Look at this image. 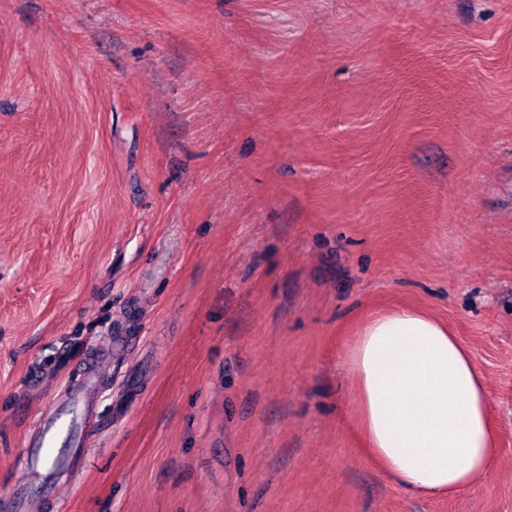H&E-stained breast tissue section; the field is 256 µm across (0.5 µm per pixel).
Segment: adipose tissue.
Instances as JSON below:
<instances>
[{
	"label": "adipose tissue",
	"instance_id": "ef3b65f1",
	"mask_svg": "<svg viewBox=\"0 0 512 512\" xmlns=\"http://www.w3.org/2000/svg\"><path fill=\"white\" fill-rule=\"evenodd\" d=\"M362 430L401 487L452 496L491 474V402L471 352L413 308L368 317L350 347Z\"/></svg>",
	"mask_w": 512,
	"mask_h": 512
}]
</instances>
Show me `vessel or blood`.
<instances>
[{"instance_id":"vessel-or-blood-1","label":"vessel or blood","mask_w":512,"mask_h":512,"mask_svg":"<svg viewBox=\"0 0 512 512\" xmlns=\"http://www.w3.org/2000/svg\"><path fill=\"white\" fill-rule=\"evenodd\" d=\"M94 385V377H87L84 388L72 391L67 401L58 405L53 414L36 424L26 442L23 458L26 476L41 475L50 463L68 469L86 456V449L80 448L76 439L75 425L88 415L91 408L88 391Z\"/></svg>"}]
</instances>
